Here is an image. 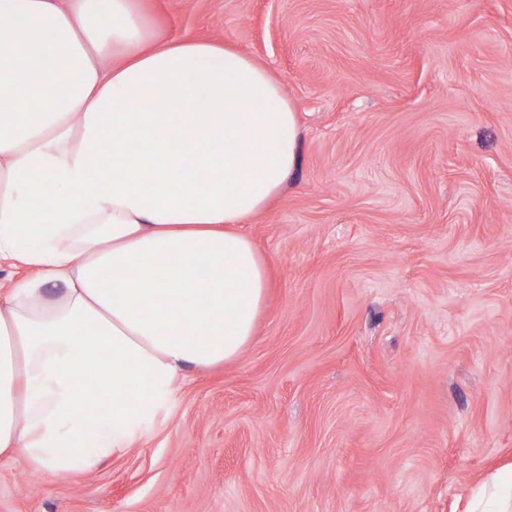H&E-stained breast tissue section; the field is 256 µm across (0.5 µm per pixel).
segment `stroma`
Wrapping results in <instances>:
<instances>
[{
	"instance_id": "stroma-1",
	"label": "stroma",
	"mask_w": 512,
	"mask_h": 512,
	"mask_svg": "<svg viewBox=\"0 0 512 512\" xmlns=\"http://www.w3.org/2000/svg\"><path fill=\"white\" fill-rule=\"evenodd\" d=\"M282 86L299 164L244 230L253 341L0 512H466L512 463V0H145Z\"/></svg>"
}]
</instances>
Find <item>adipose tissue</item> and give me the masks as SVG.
Listing matches in <instances>:
<instances>
[{"label": "adipose tissue", "instance_id": "1", "mask_svg": "<svg viewBox=\"0 0 512 512\" xmlns=\"http://www.w3.org/2000/svg\"><path fill=\"white\" fill-rule=\"evenodd\" d=\"M143 2L0 0V263L32 271L0 292V457L55 476L252 341L269 281L240 226L298 164L279 82L161 40Z\"/></svg>", "mask_w": 512, "mask_h": 512}]
</instances>
